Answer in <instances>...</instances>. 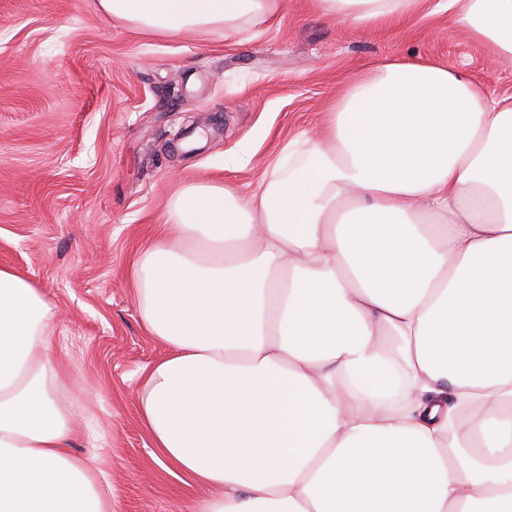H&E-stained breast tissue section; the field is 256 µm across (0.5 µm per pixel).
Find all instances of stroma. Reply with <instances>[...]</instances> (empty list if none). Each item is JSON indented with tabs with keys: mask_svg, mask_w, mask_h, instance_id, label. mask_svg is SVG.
Listing matches in <instances>:
<instances>
[{
	"mask_svg": "<svg viewBox=\"0 0 512 512\" xmlns=\"http://www.w3.org/2000/svg\"><path fill=\"white\" fill-rule=\"evenodd\" d=\"M281 2L227 37L146 31L97 0H0V266L56 308L61 363L107 434L98 453L79 439L71 453L111 476L112 512H193L206 495L156 455L137 406L141 370L167 349L142 326L131 272L177 192L247 196L287 175L274 162L288 142L373 62L463 65L512 95V68L456 30L448 0L364 30Z\"/></svg>",
	"mask_w": 512,
	"mask_h": 512,
	"instance_id": "1",
	"label": "stroma"
}]
</instances>
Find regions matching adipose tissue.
I'll use <instances>...</instances> for the list:
<instances>
[{
	"label": "adipose tissue",
	"mask_w": 512,
	"mask_h": 512,
	"mask_svg": "<svg viewBox=\"0 0 512 512\" xmlns=\"http://www.w3.org/2000/svg\"><path fill=\"white\" fill-rule=\"evenodd\" d=\"M425 0H313L354 27ZM157 32L233 34L279 0H98ZM512 64V0H448ZM287 176L185 187L135 262L154 448L196 512H512V96L429 61L376 63ZM56 312L0 267V512H110L67 455L101 432L67 398Z\"/></svg>",
	"instance_id": "ef3b65f1"
}]
</instances>
